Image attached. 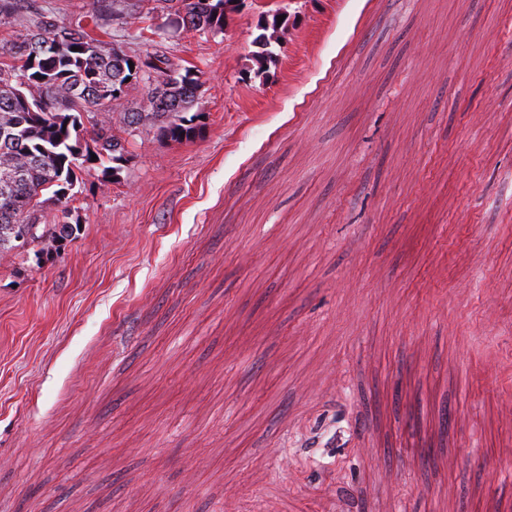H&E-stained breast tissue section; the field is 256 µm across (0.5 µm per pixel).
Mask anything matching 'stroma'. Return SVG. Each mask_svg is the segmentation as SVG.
I'll return each mask as SVG.
<instances>
[{"instance_id":"1","label":"stroma","mask_w":512,"mask_h":512,"mask_svg":"<svg viewBox=\"0 0 512 512\" xmlns=\"http://www.w3.org/2000/svg\"><path fill=\"white\" fill-rule=\"evenodd\" d=\"M11 2L0 47L84 18L197 70L202 117L0 251V512H503L512 0H243L162 38L157 0ZM279 15L281 14H274L271 22L268 18L261 19L258 25L259 29L265 32L271 28L272 33L269 36L266 33H261L255 39V44L260 48V51L255 52L254 54V58L258 64V68L256 70L257 74H263L266 72L267 65L275 61V55L269 49L271 42L272 40H278L279 36L277 34L283 32L288 27L287 17H285L283 22H281L280 26H277V16Z\"/></svg>"}]
</instances>
